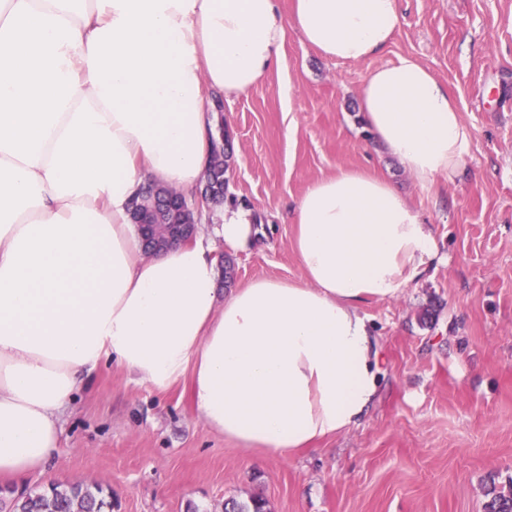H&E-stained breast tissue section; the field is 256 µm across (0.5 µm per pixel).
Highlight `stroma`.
I'll return each mask as SVG.
<instances>
[{
	"label": "stroma",
	"instance_id": "stroma-1",
	"mask_svg": "<svg viewBox=\"0 0 512 512\" xmlns=\"http://www.w3.org/2000/svg\"><path fill=\"white\" fill-rule=\"evenodd\" d=\"M381 54L328 59L289 30L279 68L224 106L232 145L223 200L256 229L249 249L217 245L231 285L297 281L292 212L341 169L386 176L436 232L428 277L361 311L383 375L348 432L282 458L238 447L194 409L189 381L158 389L112 361L79 388L45 471L0 483V502L75 484L102 488L112 512H224L263 498L267 512H485L512 488V0H397ZM411 56L446 83L473 131L451 181L422 185L368 137L366 76Z\"/></svg>",
	"mask_w": 512,
	"mask_h": 512
}]
</instances>
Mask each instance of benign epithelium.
Masks as SVG:
<instances>
[{"label":"benign epithelium","mask_w":512,"mask_h":512,"mask_svg":"<svg viewBox=\"0 0 512 512\" xmlns=\"http://www.w3.org/2000/svg\"><path fill=\"white\" fill-rule=\"evenodd\" d=\"M145 197L149 199L147 205L149 213L164 220L162 224L150 222L138 224L145 251L151 254L193 239L196 233V221H185L179 218V214L185 211L191 212L204 202H215L224 198V172L216 173L214 167H209L205 174L204 188L192 204L178 193L167 194L154 190L146 192Z\"/></svg>","instance_id":"obj_1"}]
</instances>
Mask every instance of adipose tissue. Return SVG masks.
<instances>
[{"label": "adipose tissue", "mask_w": 512, "mask_h": 512, "mask_svg": "<svg viewBox=\"0 0 512 512\" xmlns=\"http://www.w3.org/2000/svg\"><path fill=\"white\" fill-rule=\"evenodd\" d=\"M396 0H0V478L44 468L80 377L114 360L164 389L190 375L206 426L289 456L350 430L382 372L363 303L436 256L432 225L382 176L341 170L293 214L296 282L218 294L211 244L152 256L128 221L146 183L195 192L215 115L278 67L288 28L361 62L391 43ZM360 110L420 182L457 176L472 131L412 57L373 70Z\"/></svg>", "instance_id": "1"}]
</instances>
